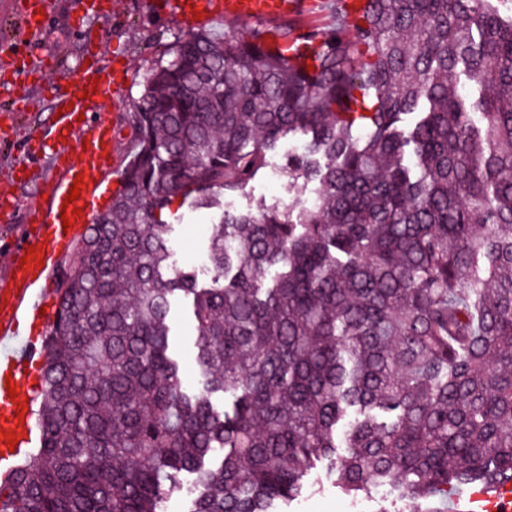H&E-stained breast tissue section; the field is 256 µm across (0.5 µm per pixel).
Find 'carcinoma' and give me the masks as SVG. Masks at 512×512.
I'll return each mask as SVG.
<instances>
[{"label":"carcinoma","mask_w":512,"mask_h":512,"mask_svg":"<svg viewBox=\"0 0 512 512\" xmlns=\"http://www.w3.org/2000/svg\"><path fill=\"white\" fill-rule=\"evenodd\" d=\"M352 2L305 35L201 28L152 65L57 284L39 443L0 512H164L186 475L189 512H277L324 460L346 492L428 512L512 483V17ZM289 135L280 176L310 196L231 205ZM186 206L214 213L205 270L172 262ZM179 297L195 388L170 350Z\"/></svg>","instance_id":"carcinoma-1"}]
</instances>
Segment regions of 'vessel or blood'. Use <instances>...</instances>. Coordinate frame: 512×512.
<instances>
[{
  "label": "vessel or blood",
  "instance_id": "obj_1",
  "mask_svg": "<svg viewBox=\"0 0 512 512\" xmlns=\"http://www.w3.org/2000/svg\"><path fill=\"white\" fill-rule=\"evenodd\" d=\"M160 4L190 27L210 24L219 17L271 23L298 8L297 0H160ZM45 5L46 0H17L22 39L43 32L46 24L39 21L36 11ZM121 95L120 83L105 67L80 62L64 72L55 90L53 109L58 116L52 123L53 135L40 140L39 145L42 155L61 160L60 174L50 187L38 226L27 228L8 248L9 274L0 283V430L18 439L14 445L0 440V477L8 476L34 445L32 392L45 358L43 334L56 315L53 284L66 252L82 235L94 210L99 181L106 178L111 161L120 151L118 136L97 114L107 104L119 101ZM72 140L82 149L76 159L68 160L64 157L65 144ZM79 175L84 178L76 202L81 213L67 229L60 219L62 205ZM29 252L34 255L30 263L24 260ZM28 324L39 326L40 335H25L23 328ZM9 380L19 389L17 397L8 394L5 383ZM21 406L26 412L20 417L16 410Z\"/></svg>",
  "mask_w": 512,
  "mask_h": 512
}]
</instances>
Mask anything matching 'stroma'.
Returning <instances> with one entry per match:
<instances>
[{
  "label": "stroma",
  "mask_w": 512,
  "mask_h": 512,
  "mask_svg": "<svg viewBox=\"0 0 512 512\" xmlns=\"http://www.w3.org/2000/svg\"><path fill=\"white\" fill-rule=\"evenodd\" d=\"M50 23L30 45L32 53L25 72H18L11 57L0 54V78L11 81L13 98L0 96V188L10 190L16 200L13 210L0 215V237L18 235L22 225L34 224L38 205L48 185L58 175V168L48 158L29 156L27 147L36 136L50 131L48 114L51 108L53 81L61 75L51 57L64 65L95 57L107 66L122 83L121 103L107 105L102 117L120 134L123 152L112 165L105 182V192L98 200L97 212H104L118 186V174L128 160L132 145L134 103L143 90L144 79L152 63L175 39L185 36L186 29L175 14L160 15L147 6V0H115L107 17L80 12L76 0H49ZM29 164V173H22L21 164ZM309 194L303 184H288L268 177L255 180L246 194L236 198L234 205L247 209L257 200L279 202L295 207ZM212 224L206 213L184 214L174 223L171 243L176 266L195 264L205 249V237ZM173 350L181 360V376L186 384H196L198 367L195 359V330L185 302H177L169 315ZM310 490L289 503L286 512H350L363 505L365 512H378V499L356 502L342 490L335 473L326 464H319L309 476Z\"/></svg>",
  "instance_id": "35a3bbf8"
}]
</instances>
